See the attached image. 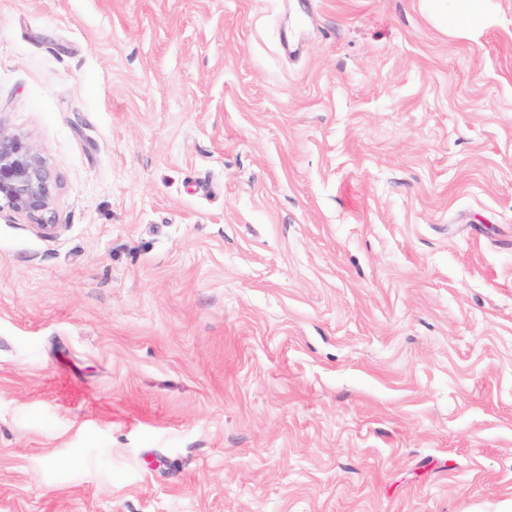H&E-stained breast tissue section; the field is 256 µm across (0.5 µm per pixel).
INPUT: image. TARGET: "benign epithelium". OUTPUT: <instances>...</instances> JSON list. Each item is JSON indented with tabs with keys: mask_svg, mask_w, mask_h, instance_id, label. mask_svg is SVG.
Instances as JSON below:
<instances>
[{
	"mask_svg": "<svg viewBox=\"0 0 512 512\" xmlns=\"http://www.w3.org/2000/svg\"><path fill=\"white\" fill-rule=\"evenodd\" d=\"M54 187V177L41 151L22 135L0 127V209L25 214L39 221V230L55 232Z\"/></svg>",
	"mask_w": 512,
	"mask_h": 512,
	"instance_id": "1",
	"label": "benign epithelium"
}]
</instances>
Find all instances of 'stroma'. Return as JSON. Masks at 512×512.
I'll return each instance as SVG.
<instances>
[{
	"instance_id": "1",
	"label": "stroma",
	"mask_w": 512,
	"mask_h": 512,
	"mask_svg": "<svg viewBox=\"0 0 512 512\" xmlns=\"http://www.w3.org/2000/svg\"><path fill=\"white\" fill-rule=\"evenodd\" d=\"M0 0V512H512V0ZM486 0H421L425 11L448 34L466 37L485 23ZM55 180L41 151L22 135L0 127V210L3 207L39 221L50 234ZM3 203V204H2Z\"/></svg>"
}]
</instances>
